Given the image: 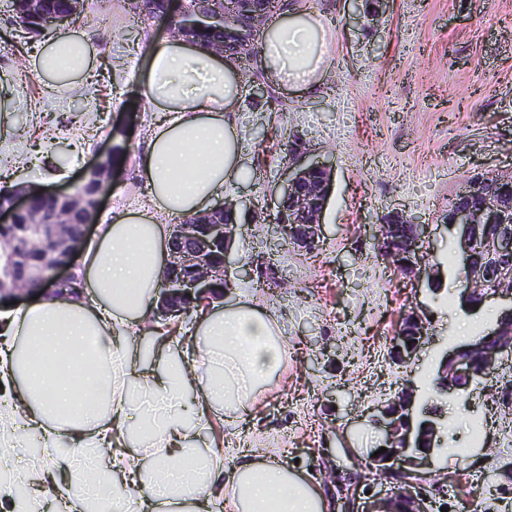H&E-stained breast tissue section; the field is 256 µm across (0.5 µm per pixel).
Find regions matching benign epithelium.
I'll list each match as a JSON object with an SVG mask.
<instances>
[{"mask_svg": "<svg viewBox=\"0 0 512 512\" xmlns=\"http://www.w3.org/2000/svg\"><path fill=\"white\" fill-rule=\"evenodd\" d=\"M199 4L195 23L239 24V0H199ZM83 6V0H71L69 13L46 14L41 10V0L15 2L17 11L38 17L47 28L73 20ZM111 155L112 151H107L84 171L80 183L96 179L91 192L80 193L74 189L46 193L58 201L57 209L51 213L35 210L31 196L22 189L12 191L7 201L0 200V227L16 223L20 214L30 217L27 230L18 241L0 239V253L9 250L18 260L29 251L39 255L36 267L25 266L20 273L0 270V303L30 293L47 275L59 284L68 282L57 275L69 268L73 253L88 238L89 218L97 212L102 195L112 182L107 166ZM295 157L296 165L277 202L276 233L286 244L296 234V245L313 251L320 246L324 235L322 218L331 188V170L318 161L305 160L302 151H295ZM474 194L484 197L478 208L467 203V198ZM218 211L237 215L236 204L226 201L207 213L172 225L170 258L161 282L159 303L160 312L168 317L180 314V309L173 305L176 300L204 307L209 300L222 297L215 281L231 269L229 246L238 221L223 223L217 219ZM389 217L393 223L408 227L409 233L401 248L386 258L398 269L421 277L426 267L429 225L416 222L402 211H392ZM439 223L460 229L458 245L464 269L462 305L472 311L492 299L511 303L491 331L439 358L434 387L437 394L444 395L457 390L461 382L469 389L481 384L493 376L502 358L512 357V173H472ZM218 247L224 252L219 267L212 263V252ZM403 320L406 321L404 330L394 343L398 348L394 358L399 363L416 355L427 335L425 322L417 312L407 313ZM435 414L437 408L426 401L416 403L415 395L406 390L382 405L377 422L384 432L387 451L378 454L365 472L360 470L344 479L333 469L329 479L340 492H347L359 483L372 488L384 478L392 480L393 486L386 497L362 507L355 505V499H346L344 512H426L429 506L441 512L447 505V485L436 472L422 470L432 454L440 451Z\"/></svg>", "mask_w": 512, "mask_h": 512, "instance_id": "obj_1", "label": "benign epithelium"}]
</instances>
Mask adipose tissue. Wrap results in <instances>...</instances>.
<instances>
[{"instance_id": "ef3b65f1", "label": "adipose tissue", "mask_w": 512, "mask_h": 512, "mask_svg": "<svg viewBox=\"0 0 512 512\" xmlns=\"http://www.w3.org/2000/svg\"><path fill=\"white\" fill-rule=\"evenodd\" d=\"M335 24L301 6L265 25L256 67L281 88L310 95L332 61ZM97 47L84 32L48 34L29 66L49 91L84 93ZM242 76L233 57L180 37L153 41L141 81L164 113L138 164L146 205L115 210L76 252L66 287L38 285L41 299L0 312V512H332L320 482L267 452L260 440L228 448L269 392L287 384L278 314L258 295L211 302L187 327L164 335L153 323L169 258V219L212 209L243 175L234 116ZM161 344L160 363L146 352ZM43 360L34 378L29 360ZM41 443L32 490L8 476L17 449ZM95 450L92 465L63 481L65 458Z\"/></svg>"}]
</instances>
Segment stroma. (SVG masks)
<instances>
[{
	"mask_svg": "<svg viewBox=\"0 0 512 512\" xmlns=\"http://www.w3.org/2000/svg\"><path fill=\"white\" fill-rule=\"evenodd\" d=\"M335 16L332 64L320 91L274 90L278 107L244 92L236 122L244 178L224 190L245 219L234 260L271 261L277 285L233 280L225 304L260 291L288 343V385L253 421L255 436L299 468L324 476L367 460L382 433L377 406L406 386L426 399L438 358L465 344L457 230L438 218L477 168L512 170V0H388L376 21L350 0H296ZM98 44L100 66L83 98L47 91L27 65L39 42L0 51V73L21 102L0 126V168L20 184L72 189L121 132L127 154L98 216L145 200L137 162L154 114L140 91L147 44L164 23L139 18L127 0H85L74 23ZM332 169L333 191L314 253L284 247L273 227L288 179V149ZM430 225L429 263L439 289L405 277L372 256V224L391 209ZM418 308L427 343L398 365L390 343L398 313ZM498 378L466 395L438 399V437L448 458V512H512V416L499 403ZM483 437L472 441L474 425Z\"/></svg>",
	"mask_w": 512,
	"mask_h": 512,
	"instance_id": "obj_1",
	"label": "stroma"
}]
</instances>
